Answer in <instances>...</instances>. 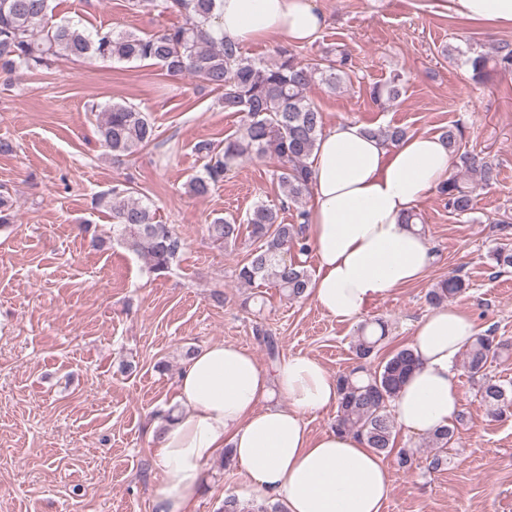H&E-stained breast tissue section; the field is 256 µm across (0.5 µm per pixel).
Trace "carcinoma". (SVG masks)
Masks as SVG:
<instances>
[{"label":"carcinoma","mask_w":512,"mask_h":512,"mask_svg":"<svg viewBox=\"0 0 512 512\" xmlns=\"http://www.w3.org/2000/svg\"><path fill=\"white\" fill-rule=\"evenodd\" d=\"M132 6L147 12H178L179 26L148 36L132 32H88L70 22L45 25L51 0H0V73L17 68H49L61 56L93 58L102 61H151L166 75L177 79L185 75L223 91L224 111L241 118L237 135L224 139V145L200 141L195 150L205 159L204 173L191 178L189 189L196 196L208 194L224 179V172L252 156L270 155L281 164L278 179L288 200L298 203L310 190L311 166L316 143L323 130V116L308 96L315 82L331 89L345 85L351 60L344 52L326 50L320 59L306 62L290 49L280 52L279 60L267 64L243 56L241 46L214 36L216 0H132ZM473 76L484 75L488 63L503 72L512 71V48L505 45L489 57L474 53L469 58ZM404 82L396 73L372 87L371 98L395 100L402 95ZM101 144L117 156H130L155 140V128L147 113L133 105L114 103L98 115ZM370 132L386 144L406 135L400 127L379 125ZM466 175L475 183L489 185L497 171L485 157L464 153L459 156ZM448 198V208L458 216L474 206L471 191L454 177L439 186ZM112 233L129 251L144 258L155 272H164L182 251L184 242L168 224L154 221L152 206L134 195L132 188H112ZM13 202L0 192V227L13 222ZM308 212H296L295 223L279 221L277 209L256 204L246 217L252 238L261 245L247 264L239 268L238 278L246 284L270 281L288 297L305 296L311 283L308 270L285 258L292 250L309 251L304 237ZM211 239L234 244L240 238L236 220L218 217L208 225ZM498 268H512V245L500 243L489 254ZM469 283L454 274L432 288L427 300L432 305L461 295ZM386 337L385 324L359 327L353 350L360 360L377 356ZM512 343L488 331L479 334L464 352V368L477 381V393L487 415L500 419L512 414V385L489 375V368ZM415 364L413 350L402 347L380 362L374 370L362 366L337 376L339 401L336 429L360 435L378 454L397 451L399 467L413 464V455L404 448L395 449L396 425L390 403L396 397L407 373ZM455 435L450 425L428 435L435 450L429 467L438 470L448 465L447 449ZM222 512H284L283 506L259 505L242 508L239 500L224 499Z\"/></svg>","instance_id":"carcinoma-1"}]
</instances>
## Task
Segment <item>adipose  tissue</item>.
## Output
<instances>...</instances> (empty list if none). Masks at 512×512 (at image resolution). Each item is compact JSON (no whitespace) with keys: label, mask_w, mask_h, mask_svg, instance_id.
Listing matches in <instances>:
<instances>
[{"label":"adipose tissue","mask_w":512,"mask_h":512,"mask_svg":"<svg viewBox=\"0 0 512 512\" xmlns=\"http://www.w3.org/2000/svg\"><path fill=\"white\" fill-rule=\"evenodd\" d=\"M448 9L478 24H512V0H448ZM217 12L215 34L238 43L278 36L307 44L327 23L315 0H218ZM450 163L436 134L387 145L356 122L323 131L306 241L317 259L309 291L329 316L359 321L375 300L424 278L435 255L404 218L442 183ZM476 333L456 306L432 308L415 322L416 366L391 403L403 434H429L455 418L454 367ZM276 392L287 406H269ZM338 398L335 377L308 356L282 358L270 373L232 343L196 351L175 388L182 413L159 424L158 512H190L206 463L226 449L248 475L255 501L280 502L286 512H382L390 478L380 456L354 433L314 436L307 428L306 416L336 407Z\"/></svg>","instance_id":"adipose-tissue-1"}]
</instances>
